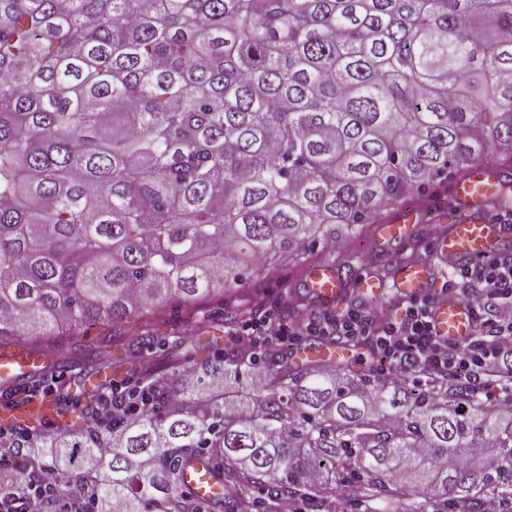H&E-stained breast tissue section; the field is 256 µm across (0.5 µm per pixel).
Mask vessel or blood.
Returning <instances> with one entry per match:
<instances>
[{
    "label": "vessel or blood",
    "mask_w": 512,
    "mask_h": 512,
    "mask_svg": "<svg viewBox=\"0 0 512 512\" xmlns=\"http://www.w3.org/2000/svg\"><path fill=\"white\" fill-rule=\"evenodd\" d=\"M504 191L495 170L476 164L469 175L453 188L454 214L447 230L432 244L430 263L407 264L397 270L393 284L400 294L407 297L420 295L428 289L435 269L447 270L476 261L498 251L502 243L511 240L512 230L495 223L485 209L487 201ZM303 285L315 302L323 307L334 306L345 294L335 266L329 263L311 268ZM434 322L440 335L461 339L469 333L470 314L467 307L451 295L436 305ZM43 371L38 353L10 351L0 354L2 387H11L17 381Z\"/></svg>",
    "instance_id": "b4317fda"
}]
</instances>
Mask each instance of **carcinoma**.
I'll return each instance as SVG.
<instances>
[{"label": "carcinoma", "instance_id": "1", "mask_svg": "<svg viewBox=\"0 0 512 512\" xmlns=\"http://www.w3.org/2000/svg\"><path fill=\"white\" fill-rule=\"evenodd\" d=\"M498 148L512 0H0V345L58 336L98 375L147 304L221 293L269 255L304 263ZM333 346L267 352L264 386L231 345L183 380L150 370L140 418L14 442L42 465L0 483V512L32 494L44 512H204L181 484L199 465L224 512L257 492L270 512L321 506L348 471L391 501H512V414L356 372Z\"/></svg>", "mask_w": 512, "mask_h": 512}]
</instances>
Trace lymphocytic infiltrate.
I'll list each match as a JSON object with an SVG mask.
<instances>
[{
  "label": "lymphocytic infiltrate",
  "instance_id": "obj_1",
  "mask_svg": "<svg viewBox=\"0 0 512 512\" xmlns=\"http://www.w3.org/2000/svg\"><path fill=\"white\" fill-rule=\"evenodd\" d=\"M451 293L471 313L470 334L462 340L439 335L433 323L436 304ZM227 334L246 353L258 383L267 380L261 362L267 350L318 336L363 345L371 371L381 376L446 383L480 400L500 392L512 396V253L496 252L453 268L440 287L402 300L395 315L385 319L351 306L341 312L325 308L293 324L268 310L248 314ZM81 407L95 425L106 428L142 410L130 381L88 396Z\"/></svg>",
  "mask_w": 512,
  "mask_h": 512
}]
</instances>
